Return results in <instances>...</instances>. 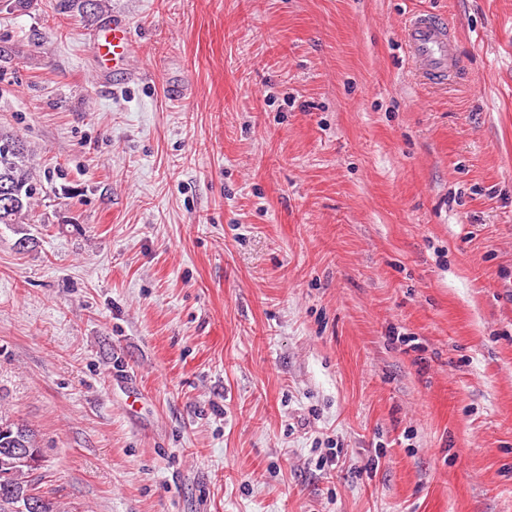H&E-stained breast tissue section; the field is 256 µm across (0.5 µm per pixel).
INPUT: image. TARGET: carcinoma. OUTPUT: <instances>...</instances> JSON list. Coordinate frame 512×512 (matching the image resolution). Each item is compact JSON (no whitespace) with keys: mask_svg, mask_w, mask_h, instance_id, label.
I'll list each match as a JSON object with an SVG mask.
<instances>
[{"mask_svg":"<svg viewBox=\"0 0 512 512\" xmlns=\"http://www.w3.org/2000/svg\"><path fill=\"white\" fill-rule=\"evenodd\" d=\"M42 186L34 177L29 158L19 136L0 129V192L11 193L10 205L0 200V224H23L30 220L35 196ZM34 432L15 419L0 413V481L4 480L9 490H0V512H20L25 497L36 499V512H59L38 488L41 459L33 463H19L14 449L34 448Z\"/></svg>","mask_w":512,"mask_h":512,"instance_id":"cac0c4a2","label":"carcinoma"}]
</instances>
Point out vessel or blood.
Here are the masks:
<instances>
[{"label":"vessel or blood","instance_id":"b4317fda","mask_svg":"<svg viewBox=\"0 0 512 512\" xmlns=\"http://www.w3.org/2000/svg\"><path fill=\"white\" fill-rule=\"evenodd\" d=\"M403 32L413 65L430 84L442 85L457 76L461 59L455 34L444 19L415 12L406 17ZM89 43L100 68L116 79L128 75L130 62L139 52L129 20L117 12L91 33Z\"/></svg>","mask_w":512,"mask_h":512}]
</instances>
